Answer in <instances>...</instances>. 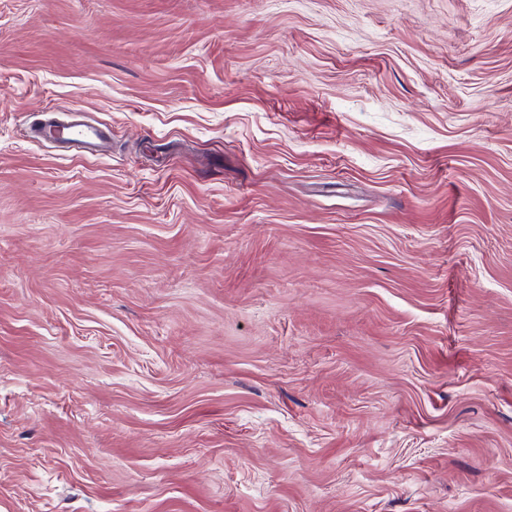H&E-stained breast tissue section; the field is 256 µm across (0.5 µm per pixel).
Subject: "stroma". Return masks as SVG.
<instances>
[{"label": "stroma", "mask_w": 512, "mask_h": 512, "mask_svg": "<svg viewBox=\"0 0 512 512\" xmlns=\"http://www.w3.org/2000/svg\"><path fill=\"white\" fill-rule=\"evenodd\" d=\"M0 512H512V0H0ZM73 144L86 151L103 153L109 148L108 134L95 126L89 125L80 119H74L62 127L60 139Z\"/></svg>", "instance_id": "35a3bbf8"}]
</instances>
